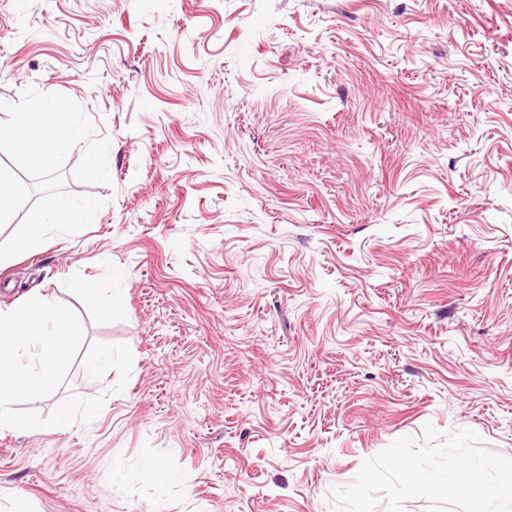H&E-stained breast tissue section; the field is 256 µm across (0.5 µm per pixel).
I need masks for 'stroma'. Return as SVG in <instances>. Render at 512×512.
<instances>
[{
	"label": "stroma",
	"instance_id": "stroma-1",
	"mask_svg": "<svg viewBox=\"0 0 512 512\" xmlns=\"http://www.w3.org/2000/svg\"><path fill=\"white\" fill-rule=\"evenodd\" d=\"M30 86L111 181L69 153L106 205L0 309L134 362L93 422L0 431V512H331L428 424L512 458V0H0V101Z\"/></svg>",
	"mask_w": 512,
	"mask_h": 512
}]
</instances>
